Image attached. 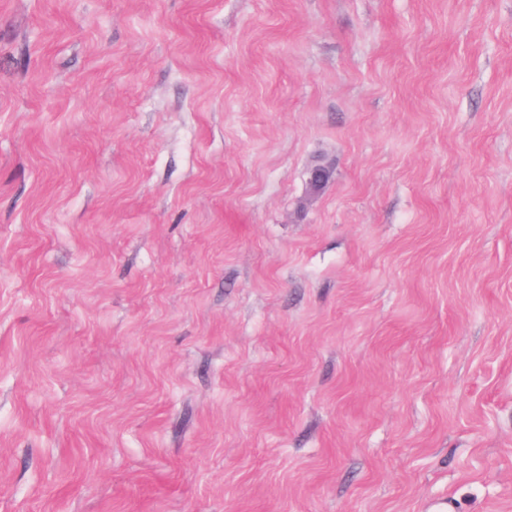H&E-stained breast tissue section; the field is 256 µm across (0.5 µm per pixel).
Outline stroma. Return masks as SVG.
Instances as JSON below:
<instances>
[{"label":"stroma","mask_w":512,"mask_h":512,"mask_svg":"<svg viewBox=\"0 0 512 512\" xmlns=\"http://www.w3.org/2000/svg\"><path fill=\"white\" fill-rule=\"evenodd\" d=\"M439 502L512 512V0H0V512ZM331 174L332 167L328 161L320 160L315 163L309 171L307 182L309 192L311 194L320 193L329 181Z\"/></svg>","instance_id":"35a3bbf8"}]
</instances>
